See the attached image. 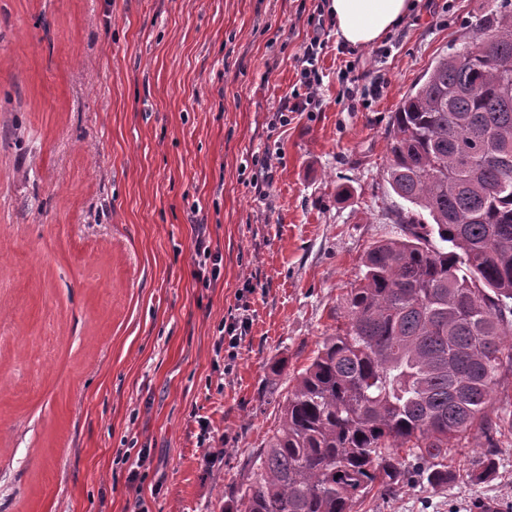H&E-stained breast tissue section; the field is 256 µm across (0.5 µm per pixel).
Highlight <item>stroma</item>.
Instances as JSON below:
<instances>
[{
  "instance_id": "stroma-1",
  "label": "stroma",
  "mask_w": 512,
  "mask_h": 512,
  "mask_svg": "<svg viewBox=\"0 0 512 512\" xmlns=\"http://www.w3.org/2000/svg\"><path fill=\"white\" fill-rule=\"evenodd\" d=\"M504 6L423 0L361 49L326 24L320 106L282 119L314 0H0V512L235 505L368 247L401 234L393 113ZM349 69L384 75L382 95L348 97ZM200 231L219 278L199 273ZM242 302L252 324L229 354ZM485 449L449 441L448 488L354 512H512V438L471 482Z\"/></svg>"
}]
</instances>
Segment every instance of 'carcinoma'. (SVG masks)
Instances as JSON below:
<instances>
[{
	"label": "carcinoma",
	"instance_id": "1",
	"mask_svg": "<svg viewBox=\"0 0 512 512\" xmlns=\"http://www.w3.org/2000/svg\"><path fill=\"white\" fill-rule=\"evenodd\" d=\"M437 58L392 117L388 182L410 205L403 235L367 251L328 336L280 409L235 512H352L408 470L434 489L456 475L448 439L473 426L496 470L512 414L489 415L512 372V10H490Z\"/></svg>",
	"mask_w": 512,
	"mask_h": 512
}]
</instances>
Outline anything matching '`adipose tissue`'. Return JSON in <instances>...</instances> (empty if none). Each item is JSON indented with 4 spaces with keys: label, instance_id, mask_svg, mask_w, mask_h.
Segmentation results:
<instances>
[{
    "label": "adipose tissue",
    "instance_id": "1",
    "mask_svg": "<svg viewBox=\"0 0 512 512\" xmlns=\"http://www.w3.org/2000/svg\"><path fill=\"white\" fill-rule=\"evenodd\" d=\"M410 8V0H330L328 5L339 37L358 48L387 37L404 22Z\"/></svg>",
    "mask_w": 512,
    "mask_h": 512
}]
</instances>
